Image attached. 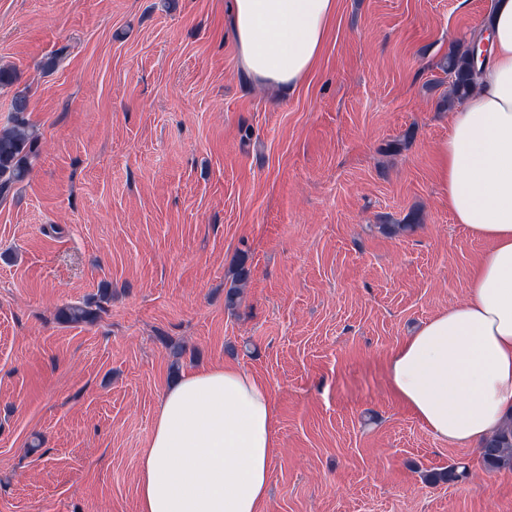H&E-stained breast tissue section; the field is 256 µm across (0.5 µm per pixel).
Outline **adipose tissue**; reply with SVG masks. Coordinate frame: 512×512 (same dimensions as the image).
Instances as JSON below:
<instances>
[{"label": "adipose tissue", "mask_w": 512, "mask_h": 512, "mask_svg": "<svg viewBox=\"0 0 512 512\" xmlns=\"http://www.w3.org/2000/svg\"><path fill=\"white\" fill-rule=\"evenodd\" d=\"M336 0H230L241 69L293 91L315 67ZM490 61L450 116L439 180L455 223L488 242L466 301L435 314L388 362L393 393L437 439L481 444L512 415V0L482 20ZM269 384L234 363L194 370L157 405L138 512H262L277 445Z\"/></svg>", "instance_id": "obj_1"}]
</instances>
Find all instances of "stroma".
<instances>
[{
  "label": "stroma",
  "instance_id": "obj_1",
  "mask_svg": "<svg viewBox=\"0 0 512 512\" xmlns=\"http://www.w3.org/2000/svg\"><path fill=\"white\" fill-rule=\"evenodd\" d=\"M488 7L337 0L317 69L280 94L243 78L226 0H0L40 135L0 203V512H137L160 396L225 362L277 405L265 512H512V469L436 440L387 370L486 249L437 146L438 63ZM452 464L468 478L433 481Z\"/></svg>",
  "mask_w": 512,
  "mask_h": 512
}]
</instances>
